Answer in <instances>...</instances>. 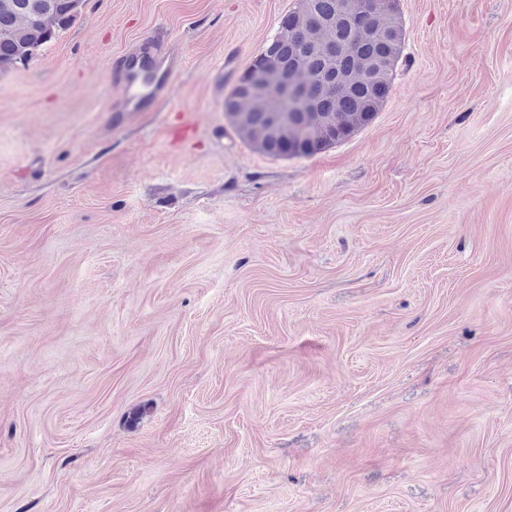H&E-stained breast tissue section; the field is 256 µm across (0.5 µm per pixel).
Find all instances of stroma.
<instances>
[{
  "instance_id": "stroma-1",
  "label": "stroma",
  "mask_w": 512,
  "mask_h": 512,
  "mask_svg": "<svg viewBox=\"0 0 512 512\" xmlns=\"http://www.w3.org/2000/svg\"><path fill=\"white\" fill-rule=\"evenodd\" d=\"M295 2L84 0L0 72V512H512V0H399L375 120L271 158L216 87ZM184 65L180 48L161 35L148 37L130 54L115 58L114 76L125 95L114 112H145L150 105L169 98Z\"/></svg>"
}]
</instances>
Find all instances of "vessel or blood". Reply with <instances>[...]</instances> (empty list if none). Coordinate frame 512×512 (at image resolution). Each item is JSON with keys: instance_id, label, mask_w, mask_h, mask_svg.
<instances>
[{"instance_id": "1", "label": "vessel or blood", "mask_w": 512, "mask_h": 512, "mask_svg": "<svg viewBox=\"0 0 512 512\" xmlns=\"http://www.w3.org/2000/svg\"><path fill=\"white\" fill-rule=\"evenodd\" d=\"M184 65L180 48L159 35L148 37L133 52L115 58L114 76L125 90L118 111L143 112L169 98Z\"/></svg>"}]
</instances>
